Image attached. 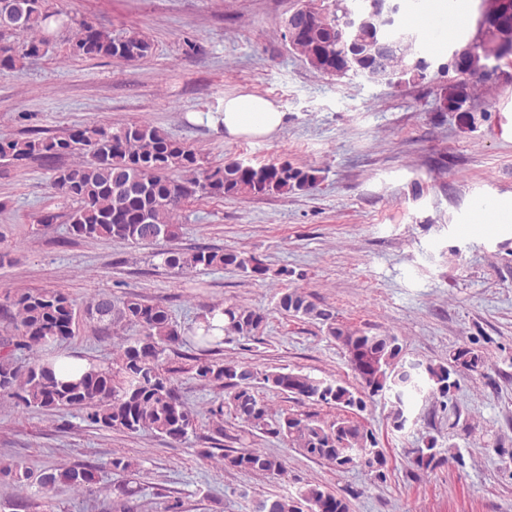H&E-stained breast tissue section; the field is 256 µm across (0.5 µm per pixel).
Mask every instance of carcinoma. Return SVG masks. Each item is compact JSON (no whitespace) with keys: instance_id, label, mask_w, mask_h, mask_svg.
Masks as SVG:
<instances>
[{"instance_id":"cac0c4a2","label":"carcinoma","mask_w":512,"mask_h":512,"mask_svg":"<svg viewBox=\"0 0 512 512\" xmlns=\"http://www.w3.org/2000/svg\"><path fill=\"white\" fill-rule=\"evenodd\" d=\"M387 0H335L336 22L318 12L299 17L304 42L300 56L314 71L338 79L363 76L373 82L399 85L426 78L425 59L415 57L416 38L401 27L382 23ZM376 11L372 23L359 28L341 23L347 13ZM68 24L52 0H0V74L19 72L27 59L40 56L48 44L51 24ZM15 31L35 36L22 43L10 40ZM395 45V56L388 70H381L367 56L374 39ZM72 51L86 58L138 61L151 55L152 44L138 31L114 37L91 24H78ZM512 60V32L489 25L473 42L465 59L448 66L465 75L464 81L446 87L445 101L453 112L462 110L471 94L470 80L481 81L509 66ZM83 159L74 165L54 168L53 185L76 202L70 231L85 239L108 238L123 244L153 243L173 237L175 216L184 200L196 195L208 198H249L272 193L284 194L313 185L315 170H304L289 162L254 166L242 160H229L222 166L206 167L200 155L175 135L146 121L132 122L113 129L98 123L79 126L62 137L0 138V161L20 165L41 158L51 162L70 154ZM171 269L193 271L233 267L257 278H265L269 268L254 254L198 248L192 252L160 253ZM19 335L10 351L0 355V394L15 397L28 409L77 408L85 420L98 427L131 434L151 433L175 443L186 441L195 430L196 415L182 400L166 367L168 347L180 339V331L169 311L150 305L135 294L116 299L100 297L89 309L107 327L134 326L139 335L126 339L116 365L91 364L80 378L63 382L47 363L15 361L16 353H27L46 344H60L74 336L75 308L70 296L61 290L20 293L9 299ZM276 307L293 317L315 320L336 342L354 344L374 357L378 367L370 378L360 380L353 392L333 379L318 378L301 371H270L259 374L234 361L222 363L197 359L194 378L204 384L224 388V400L211 409L223 416L224 409L251 431L265 430L272 415L259 398L255 383L298 401L363 412L375 397H388L386 420L396 431L409 421V402L427 392L448 396L458 378L484 374L486 360L469 348L449 353L448 364L409 361L399 338L391 333L369 334L351 331L336 322L333 309L321 307L298 288L284 289ZM224 316L217 328L212 320ZM266 317L241 304L214 305L200 316L192 339L199 345L216 348L224 337L256 338ZM219 329L224 336L213 335ZM273 433L299 449L306 457L327 462L339 471L364 468L377 479H384L386 456L378 448L374 433L349 418L320 424L311 417L283 413L275 421ZM413 463L421 469H434L445 461L444 449L434 438L411 450ZM224 465L244 473L284 472L281 460L260 450L224 456ZM0 475L17 483L31 478L20 461L0 467ZM40 484H64L74 490H87L96 482V469L66 466L40 475ZM255 512H349L346 498L318 484L302 487L295 496L266 498Z\"/></svg>"}]
</instances>
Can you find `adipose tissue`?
<instances>
[{
	"label": "adipose tissue",
	"instance_id": "1",
	"mask_svg": "<svg viewBox=\"0 0 512 512\" xmlns=\"http://www.w3.org/2000/svg\"><path fill=\"white\" fill-rule=\"evenodd\" d=\"M213 122L221 126L225 137H268L279 131L285 114L270 100L251 94L228 96Z\"/></svg>",
	"mask_w": 512,
	"mask_h": 512
}]
</instances>
